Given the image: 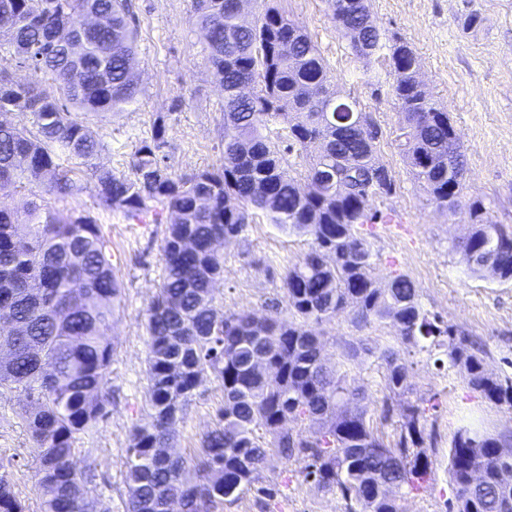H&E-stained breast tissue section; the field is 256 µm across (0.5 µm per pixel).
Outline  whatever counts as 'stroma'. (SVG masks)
I'll use <instances>...</instances> for the list:
<instances>
[{"label":"stroma","instance_id":"obj_1","mask_svg":"<svg viewBox=\"0 0 512 512\" xmlns=\"http://www.w3.org/2000/svg\"><path fill=\"white\" fill-rule=\"evenodd\" d=\"M139 18L137 56L144 94L127 111L86 115L103 143L98 164L127 170L141 140L150 138L156 118H164L166 161L178 173L219 165L224 92L204 68V40L195 28L190 0H131ZM298 23L318 46L336 90L359 100L380 126L377 157L395 176L391 195L371 199L372 208L394 215L395 223L374 225L369 237L372 277L386 283L393 275L411 277L419 300L459 334L477 343L487 372L512 378V281L469 276L457 244L471 230L467 208L438 211L415 181L398 148L400 114L389 95L394 73L387 50L371 59L355 57L330 21L324 0H269ZM371 19L384 38L408 42L420 61L427 90L448 112L466 161L467 192L485 198L493 223L512 232V0H369ZM481 24L468 29V14ZM43 209L93 217L107 243L122 282V301L110 333L113 345L107 418L83 434L80 466L90 479L95 512H124L126 450L133 425L149 420L145 395L147 309L161 281L163 224H133L106 210L93 183L65 198L41 193ZM308 249L302 238L259 217L231 244L223 246L224 274L215 303L225 312H270L280 302L282 276ZM328 363L341 361L347 344L364 349L346 361L353 386L365 392L371 408L389 403L391 418L377 430L385 442L397 439L403 409L416 402L427 409L426 431L433 472L417 492L400 490L399 512H450L454 494L448 450L455 432L470 426L493 437H512V409L497 406L472 390L459 368L448 365L444 349H405L389 322L357 326L349 312L317 325ZM398 351L408 367L409 391L385 387L383 349ZM23 392L0 391V474L8 475L25 512H41L34 484L35 460L27 431L16 413ZM224 405L217 383L196 390L171 443L185 458L197 454L202 437ZM297 459L270 455L263 484L279 490L275 512H347L340 494L318 488L302 474Z\"/></svg>","mask_w":512,"mask_h":512}]
</instances>
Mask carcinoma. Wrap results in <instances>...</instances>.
<instances>
[{
  "mask_svg": "<svg viewBox=\"0 0 512 512\" xmlns=\"http://www.w3.org/2000/svg\"><path fill=\"white\" fill-rule=\"evenodd\" d=\"M237 0H191L205 40L204 61L224 87V156L219 166L178 174L165 162L166 126L131 155L130 173L94 162L101 142L81 114L124 112L144 93L137 62L139 25L130 0H0V192L22 182L66 197L92 182L100 200L135 224L168 223L162 245V283L145 321L149 423L136 425L126 449V512H224L244 490L272 499L261 485L265 457L276 452L303 461L319 488L337 491L363 512H398L388 489L424 488L433 469L426 409L406 407L397 440L384 444L371 426L361 389L323 358V341L310 328L351 309L358 325L393 321L402 342L433 337L469 387L489 402L512 408V380L485 371L483 357L418 300L404 274L381 288L370 274L373 253L366 224L384 223L370 205L395 189L393 175L377 184L381 129L336 131L326 108L336 94L326 64L304 29L265 5L251 24ZM357 0H326L336 30L358 58L382 49L378 29L356 13ZM390 66L403 74L390 95L401 115L399 149L415 180L439 210L468 208L474 226L457 245L466 269L480 278L512 280V234L488 217L483 200L464 199V159L448 162L455 128L448 112L408 73L418 60L410 45L389 46ZM20 68L27 82L14 79ZM28 114L20 127L5 114ZM322 141L315 157L309 143ZM295 154L290 163L285 154ZM298 172L310 186L298 191ZM327 172L333 182L322 180ZM309 238L302 258L287 268L276 310L221 313L213 297L224 272L212 241L230 243L254 218ZM122 284L94 218L41 211L26 200L0 209V308L12 310L23 333L0 336L14 349L0 365V388L26 393L19 417L39 464L42 512L92 507L79 466L80 436L107 416L113 347ZM266 360L279 382L251 370ZM386 388L406 390V365L381 352ZM224 390V407L192 461L166 453L185 407L204 380ZM285 417L307 421L315 438L283 431ZM501 439L469 427L455 433L448 473L457 512H512V489L499 471L512 468ZM0 512H24L13 484L0 475Z\"/></svg>",
  "mask_w": 512,
  "mask_h": 512,
  "instance_id": "1",
  "label": "carcinoma"
}]
</instances>
